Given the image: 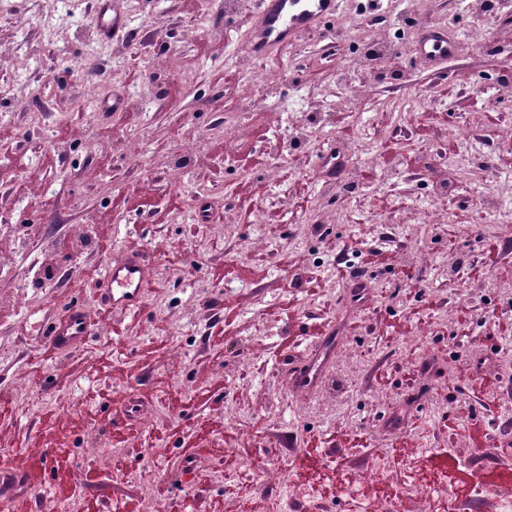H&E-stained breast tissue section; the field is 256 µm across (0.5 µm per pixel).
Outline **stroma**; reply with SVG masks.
Masks as SVG:
<instances>
[{
	"label": "stroma",
	"mask_w": 512,
	"mask_h": 512,
	"mask_svg": "<svg viewBox=\"0 0 512 512\" xmlns=\"http://www.w3.org/2000/svg\"><path fill=\"white\" fill-rule=\"evenodd\" d=\"M124 26L98 36L104 3ZM50 0H0V293L29 278L28 302L0 312V459L34 474L27 497L0 512H52L93 501L98 512H265L279 490L322 512H490L483 484L512 483V0L491 11L471 0H343L336 15L266 57H242L257 0H67L53 44L39 36ZM195 38L181 32L199 14ZM447 18L457 50L445 71L415 59L418 26ZM482 27L484 44L469 36ZM380 29L390 58L345 65L348 49ZM110 97L140 105L56 116L89 72ZM357 93L350 101L348 93ZM40 109L38 125L27 111ZM335 125L294 146L310 114ZM471 124L474 154L454 129ZM373 127L369 150L358 147ZM70 127L71 138L59 135ZM140 140L132 164L121 144ZM498 186L484 223L480 183ZM215 201L196 223L199 191ZM131 208H113L112 199ZM180 198L173 213L170 199ZM159 215L134 210L140 199ZM108 220L109 253L69 233L75 203ZM28 236L13 248L10 226ZM497 240L496 288L473 276ZM382 249L356 315L344 302L343 248ZM138 248L153 271L140 309L109 308L79 346L47 358L45 325L67 309L94 312L99 289L73 287ZM232 276L214 277L218 267ZM317 280L319 291L309 288ZM468 318L467 335L455 334ZM224 343L212 345V329ZM337 346L315 386L285 372L327 337ZM123 433L125 445L112 437ZM359 447H351L350 436ZM321 444L316 460L305 446ZM66 454L71 488L53 458ZM463 469L467 490L448 489ZM158 472L144 485L135 470Z\"/></svg>",
	"instance_id": "35a3bbf8"
}]
</instances>
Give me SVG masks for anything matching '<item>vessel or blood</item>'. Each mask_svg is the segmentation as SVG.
<instances>
[{"label": "vessel or blood", "instance_id": "obj_1", "mask_svg": "<svg viewBox=\"0 0 512 512\" xmlns=\"http://www.w3.org/2000/svg\"><path fill=\"white\" fill-rule=\"evenodd\" d=\"M341 0H261L256 23L251 33L250 49L261 58L276 45L294 43L301 35L319 27L335 15ZM416 56L425 64L440 66L455 54L448 33L436 26H424L415 45ZM150 267L141 253L131 252L108 264L102 278V301L126 309L140 308L144 284ZM90 315L82 308L68 310L65 318L50 327L47 336L51 344L69 348L81 343L91 332Z\"/></svg>", "mask_w": 512, "mask_h": 512}]
</instances>
